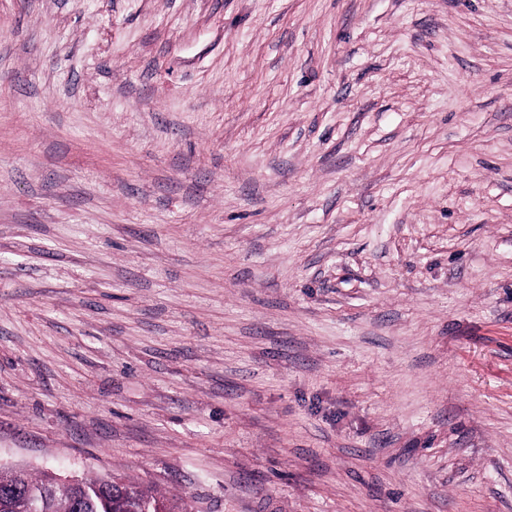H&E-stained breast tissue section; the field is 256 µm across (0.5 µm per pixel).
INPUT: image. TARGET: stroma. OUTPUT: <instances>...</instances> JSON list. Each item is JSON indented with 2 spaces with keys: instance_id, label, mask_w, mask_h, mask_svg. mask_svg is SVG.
Listing matches in <instances>:
<instances>
[{
  "instance_id": "obj_1",
  "label": "stroma",
  "mask_w": 512,
  "mask_h": 512,
  "mask_svg": "<svg viewBox=\"0 0 512 512\" xmlns=\"http://www.w3.org/2000/svg\"><path fill=\"white\" fill-rule=\"evenodd\" d=\"M0 466L512 512V0H0Z\"/></svg>"
}]
</instances>
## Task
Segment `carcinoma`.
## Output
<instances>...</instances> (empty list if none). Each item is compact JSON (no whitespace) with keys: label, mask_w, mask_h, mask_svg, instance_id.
<instances>
[{"label":"carcinoma","mask_w":512,"mask_h":512,"mask_svg":"<svg viewBox=\"0 0 512 512\" xmlns=\"http://www.w3.org/2000/svg\"><path fill=\"white\" fill-rule=\"evenodd\" d=\"M56 475L43 471L0 468V512H187L165 494L133 481L114 478H82L76 499L68 501L50 494Z\"/></svg>","instance_id":"cac0c4a2"}]
</instances>
